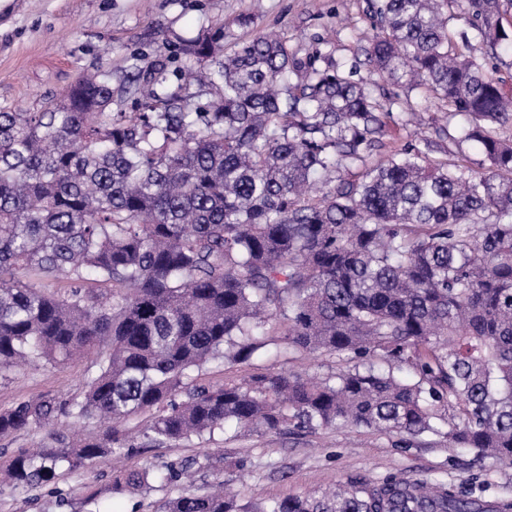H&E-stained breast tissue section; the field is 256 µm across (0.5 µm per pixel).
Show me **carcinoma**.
I'll list each match as a JSON object with an SVG mask.
<instances>
[{
    "mask_svg": "<svg viewBox=\"0 0 512 512\" xmlns=\"http://www.w3.org/2000/svg\"><path fill=\"white\" fill-rule=\"evenodd\" d=\"M512 0H367L368 60L463 115L491 163L466 174L408 146L366 159L391 117L353 72L316 67L278 38L224 54V27L167 43L182 66L138 70L135 110L84 76L38 112L0 111V375L100 355L75 397L0 411V438L62 418L0 471L47 486L121 448L229 429L266 436L355 428L407 448L426 439L512 464V125L503 80L453 47L459 6L474 37L512 48ZM364 167L357 180L338 175ZM69 278L64 293L42 281ZM300 354H336L322 379L281 370L189 380L273 352L272 321ZM149 413L136 434L129 418ZM165 473L118 470L112 491ZM442 479L354 480L240 503L184 490L160 512H485Z\"/></svg>",
    "mask_w": 512,
    "mask_h": 512,
    "instance_id": "carcinoma-1",
    "label": "carcinoma"
}]
</instances>
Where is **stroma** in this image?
<instances>
[{"instance_id":"obj_1","label":"stroma","mask_w":512,"mask_h":512,"mask_svg":"<svg viewBox=\"0 0 512 512\" xmlns=\"http://www.w3.org/2000/svg\"><path fill=\"white\" fill-rule=\"evenodd\" d=\"M365 9V0H0V109L41 110L79 77L108 72L115 96L124 100L123 111H130L135 57L147 64L168 63L165 42L220 25L228 53L254 35L272 34L300 52H319L320 67H357L359 78L382 103L392 104L394 113L368 165L413 144L428 163L487 171L480 145L447 130L446 109L431 93L380 78L367 56L373 30ZM469 31L463 15L448 22L453 43L512 90V53L492 52L469 38ZM341 367L338 357L326 354L258 356L228 371L206 366L203 376L220 383L229 373L292 368L322 377ZM94 369V358L82 357L66 365L41 363L6 373L0 377V410L38 394L78 395ZM229 460L244 462V469L226 468ZM112 463L106 457L73 472L59 470L46 487H0V512H157L178 491L217 483L242 501L260 502L389 475L444 478L475 497L512 501V465L478 461L472 453L437 443L398 448L387 435L356 429L262 437L218 433L210 440L141 448L123 455L121 465L141 470L183 464L186 476L173 485L153 482L121 494L112 490Z\"/></svg>"}]
</instances>
